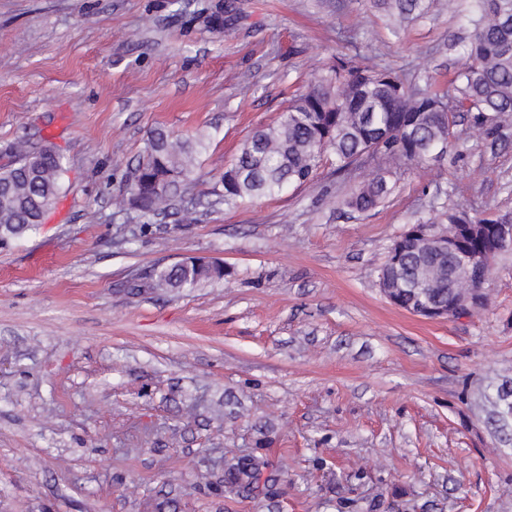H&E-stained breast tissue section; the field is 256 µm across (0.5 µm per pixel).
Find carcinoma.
Returning a JSON list of instances; mask_svg holds the SVG:
<instances>
[{"label": "carcinoma", "mask_w": 512, "mask_h": 512, "mask_svg": "<svg viewBox=\"0 0 512 512\" xmlns=\"http://www.w3.org/2000/svg\"><path fill=\"white\" fill-rule=\"evenodd\" d=\"M427 0H392L401 19L427 12ZM471 35L461 46L467 58L447 90L432 87L430 78L417 75L406 82L387 69L351 61L320 69L273 126L259 129L242 145L221 179L224 206L234 208L247 199L279 192L287 184H301L331 152L338 171L377 156L383 167L361 182L345 200L357 212L375 209L390 193V176L406 162L423 163L448 148L455 115L470 116L473 135L512 117V0H477L469 19ZM206 149L200 138L175 136L156 128L147 138L136 175L124 189L127 202L149 217L166 212L171 192L193 180L197 156ZM63 157L50 147H15L0 165V234L19 235L41 223L61 194ZM512 213L471 216L450 209L428 224H505ZM395 265L383 263L377 282L381 288L399 283V305L416 307L413 288H434V296L448 298V278L440 273L452 261L436 247L417 252L408 240L396 238L388 251ZM224 277V268L208 262L178 263L155 273L158 288H195ZM259 465L243 458L232 467L233 483L251 485Z\"/></svg>", "instance_id": "cac0c4a2"}]
</instances>
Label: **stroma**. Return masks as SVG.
I'll return each mask as SVG.
<instances>
[{"label": "stroma", "instance_id": "1", "mask_svg": "<svg viewBox=\"0 0 512 512\" xmlns=\"http://www.w3.org/2000/svg\"><path fill=\"white\" fill-rule=\"evenodd\" d=\"M475 0L393 30L385 0H0V164L64 156L42 224L0 239V512H512V250L484 308L426 319L377 285L409 224L512 212V120L372 174L228 210L214 195L257 130L336 59L447 89ZM207 136L195 182L145 219L118 204L149 131ZM224 265L197 288L155 270ZM253 489L227 483L238 458ZM258 473L259 465L254 459H239L237 463L232 467V483L249 486L257 479Z\"/></svg>", "mask_w": 512, "mask_h": 512}]
</instances>
